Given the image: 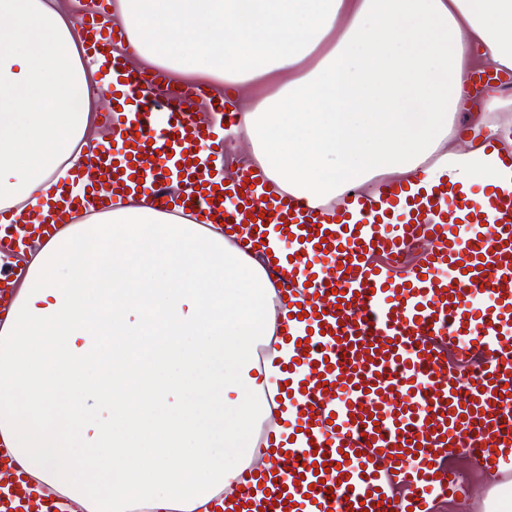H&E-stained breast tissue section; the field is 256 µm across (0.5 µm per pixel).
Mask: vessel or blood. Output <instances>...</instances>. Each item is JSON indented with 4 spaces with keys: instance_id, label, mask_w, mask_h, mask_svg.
Listing matches in <instances>:
<instances>
[{
    "instance_id": "obj_1",
    "label": "vessel or blood",
    "mask_w": 512,
    "mask_h": 512,
    "mask_svg": "<svg viewBox=\"0 0 512 512\" xmlns=\"http://www.w3.org/2000/svg\"><path fill=\"white\" fill-rule=\"evenodd\" d=\"M106 10L81 26L83 48L102 66L108 104L101 119L116 141L90 146L74 169L89 194L61 193L55 210L97 211L106 196L134 191L159 209L249 225L253 244L266 231L287 254L264 255L289 314H305L306 341L295 347L281 391L295 411L280 432L262 431L272 468L244 467L239 512H427L457 503L470 483L460 469L512 480V195L444 180L414 188L384 182L378 197L344 192V206H315L285 192L267 193L260 170L222 177V146L238 134L226 96L213 110L222 126L201 129L204 90L181 88L157 99L163 75L127 68L124 38L108 29ZM14 224H0V316L29 271ZM429 247L410 271L404 252ZM304 290H297L296 279ZM327 462L318 475L314 466ZM269 484L254 500V484Z\"/></svg>"
}]
</instances>
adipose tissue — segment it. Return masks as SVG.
Instances as JSON below:
<instances>
[{
    "mask_svg": "<svg viewBox=\"0 0 512 512\" xmlns=\"http://www.w3.org/2000/svg\"><path fill=\"white\" fill-rule=\"evenodd\" d=\"M137 62L236 86L276 77L241 134L273 189L332 203L347 188L420 175L512 193V0H115ZM54 0H0V213L38 223L92 141L99 89ZM472 137L457 146L456 118ZM263 266L204 216L147 197L104 201L40 251L0 324V444L54 512H211L261 454L252 428L292 349L262 378L256 349L281 322Z\"/></svg>",
    "mask_w": 512,
    "mask_h": 512,
    "instance_id": "1",
    "label": "adipose tissue"
}]
</instances>
